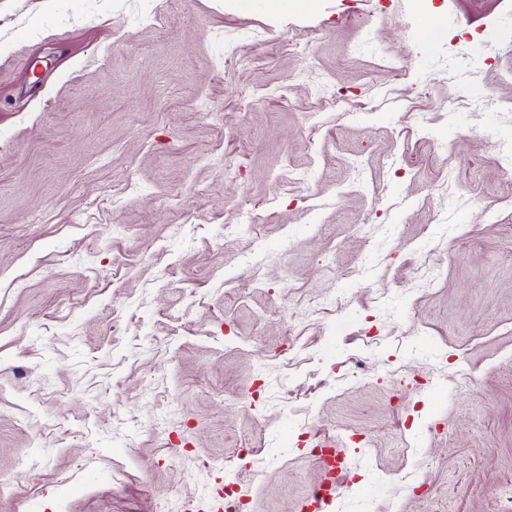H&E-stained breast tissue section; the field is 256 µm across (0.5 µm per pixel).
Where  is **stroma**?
<instances>
[{
	"label": "stroma",
	"instance_id": "stroma-1",
	"mask_svg": "<svg viewBox=\"0 0 512 512\" xmlns=\"http://www.w3.org/2000/svg\"><path fill=\"white\" fill-rule=\"evenodd\" d=\"M325 435L332 512L512 505V0H0V512Z\"/></svg>",
	"mask_w": 512,
	"mask_h": 512
}]
</instances>
